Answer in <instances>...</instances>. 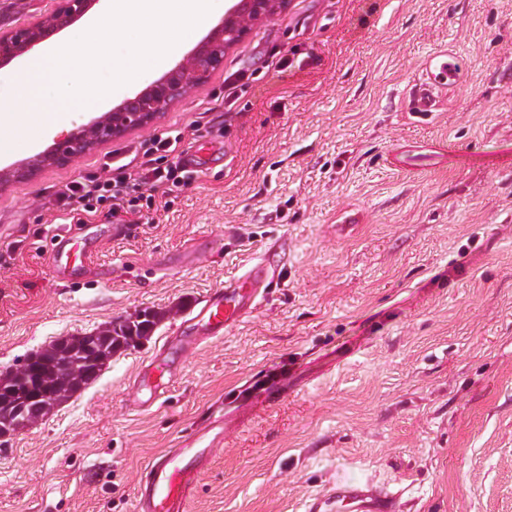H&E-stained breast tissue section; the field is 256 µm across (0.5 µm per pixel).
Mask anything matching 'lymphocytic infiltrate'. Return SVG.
<instances>
[{
    "label": "lymphocytic infiltrate",
    "instance_id": "1",
    "mask_svg": "<svg viewBox=\"0 0 512 512\" xmlns=\"http://www.w3.org/2000/svg\"><path fill=\"white\" fill-rule=\"evenodd\" d=\"M182 132L151 139L136 164L106 162L101 174L70 181L56 193V203L71 223L87 224L101 213L119 217L136 211L139 201L153 203L156 195H169L192 176L180 162Z\"/></svg>",
    "mask_w": 512,
    "mask_h": 512
}]
</instances>
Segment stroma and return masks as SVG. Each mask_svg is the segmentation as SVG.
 Here are the masks:
<instances>
[{"label":"stroma","mask_w":512,"mask_h":512,"mask_svg":"<svg viewBox=\"0 0 512 512\" xmlns=\"http://www.w3.org/2000/svg\"><path fill=\"white\" fill-rule=\"evenodd\" d=\"M56 6L0 0V32ZM441 46L461 83L421 117L410 91ZM175 129L223 160L147 221H101L91 269L56 279L55 191ZM274 242L254 312L172 354L138 410L141 367ZM146 310L147 339L0 437V512H133L148 460L219 422L185 512H308L339 479L393 512H512V0H289L150 127L0 184V373Z\"/></svg>","instance_id":"obj_1"}]
</instances>
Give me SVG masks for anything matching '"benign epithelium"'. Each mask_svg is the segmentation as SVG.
Instances as JSON below:
<instances>
[{
	"label": "benign epithelium",
	"mask_w": 512,
	"mask_h": 512,
	"mask_svg": "<svg viewBox=\"0 0 512 512\" xmlns=\"http://www.w3.org/2000/svg\"><path fill=\"white\" fill-rule=\"evenodd\" d=\"M287 3L288 0H239L215 28L213 35L166 78L85 124L63 143L38 155L36 160L69 163L98 142L110 140L131 128L149 127L173 100L222 65L224 49L236 43L251 22L274 16ZM84 8L85 0H59V6L42 21L15 31L0 33V61L4 63L26 56L38 43L68 27ZM105 335L107 332L102 329L82 336L64 338L46 349L52 355L50 367L46 371V375L52 379V391L45 396L37 395L17 407L12 425L0 433L6 435L30 427L72 392L89 382L94 377V373L86 370L90 362L77 355L76 348L80 346L91 350Z\"/></svg>",
	"instance_id": "obj_1"
}]
</instances>
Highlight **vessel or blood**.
I'll use <instances>...</instances> for the list:
<instances>
[{
	"mask_svg": "<svg viewBox=\"0 0 512 512\" xmlns=\"http://www.w3.org/2000/svg\"><path fill=\"white\" fill-rule=\"evenodd\" d=\"M460 75L459 58L453 49L444 46L427 53L422 61V74L413 87V111H435L441 93L457 84ZM223 151L221 142H203L185 155L184 162L191 170L203 171L213 156ZM90 258L91 253L87 248L64 237L46 261L56 276L72 280L84 275ZM275 271L273 259L266 256L242 276L212 290L192 317L194 324L200 328L199 334L174 336L170 341L171 346L184 350L222 337L226 330L253 311L259 301L261 288L267 281L273 280ZM175 375V369L163 352L144 365L138 378L148 385L149 396L140 400V408L149 410L156 406L168 392ZM213 442V437L204 434L184 448L155 456L149 461L140 480L134 512H182L181 505L194 488L193 473L206 462ZM328 504L335 505L338 512H388L370 490L342 480L337 481L327 495L314 501L309 510L321 512Z\"/></svg>",
	"mask_w": 512,
	"mask_h": 512,
	"instance_id": "b4317fda",
	"label": "vessel or blood"
}]
</instances>
